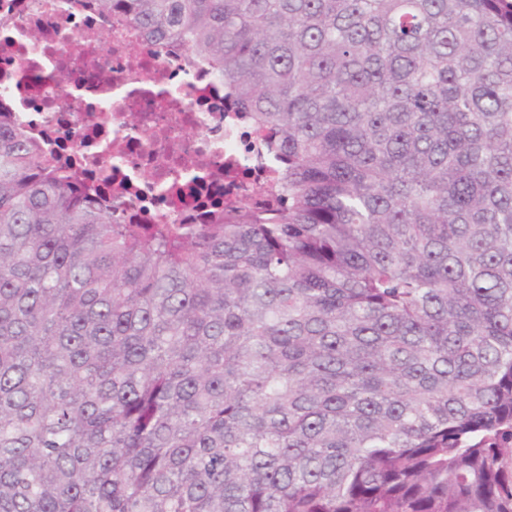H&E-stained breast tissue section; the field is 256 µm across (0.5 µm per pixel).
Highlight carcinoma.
Returning <instances> with one entry per match:
<instances>
[{"label":"carcinoma","mask_w":512,"mask_h":512,"mask_svg":"<svg viewBox=\"0 0 512 512\" xmlns=\"http://www.w3.org/2000/svg\"><path fill=\"white\" fill-rule=\"evenodd\" d=\"M94 4L274 204L123 224L0 111V512H512V0Z\"/></svg>","instance_id":"obj_1"}]
</instances>
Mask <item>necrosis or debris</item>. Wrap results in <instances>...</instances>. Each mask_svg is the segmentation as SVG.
<instances>
[{
  "mask_svg": "<svg viewBox=\"0 0 512 512\" xmlns=\"http://www.w3.org/2000/svg\"><path fill=\"white\" fill-rule=\"evenodd\" d=\"M0 106L130 224H207L273 165L224 109V83L81 0H0Z\"/></svg>",
  "mask_w": 512,
  "mask_h": 512,
  "instance_id": "necrosis-or-debris-1",
  "label": "necrosis or debris"
}]
</instances>
